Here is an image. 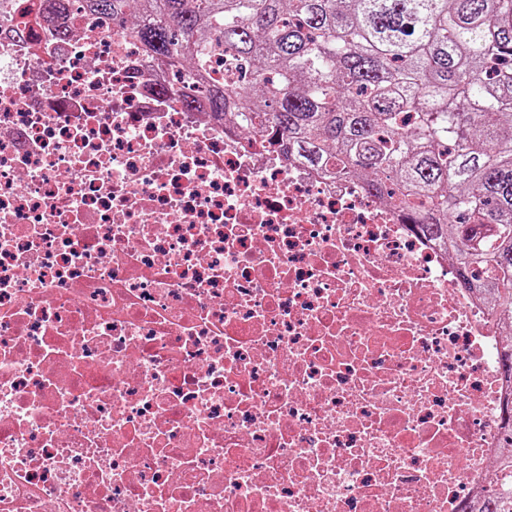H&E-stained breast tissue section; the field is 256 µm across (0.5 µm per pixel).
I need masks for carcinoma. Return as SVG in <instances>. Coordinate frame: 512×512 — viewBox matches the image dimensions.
Wrapping results in <instances>:
<instances>
[{
    "instance_id": "carcinoma-1",
    "label": "carcinoma",
    "mask_w": 512,
    "mask_h": 512,
    "mask_svg": "<svg viewBox=\"0 0 512 512\" xmlns=\"http://www.w3.org/2000/svg\"><path fill=\"white\" fill-rule=\"evenodd\" d=\"M115 17L178 97L204 96L310 167L359 178L449 254L490 305L512 375V0H83ZM214 53L255 66L230 89ZM468 512H512V454Z\"/></svg>"
}]
</instances>
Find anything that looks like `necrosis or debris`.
Masks as SVG:
<instances>
[{"mask_svg":"<svg viewBox=\"0 0 512 512\" xmlns=\"http://www.w3.org/2000/svg\"><path fill=\"white\" fill-rule=\"evenodd\" d=\"M178 85L0 0V512H463L512 418L488 304Z\"/></svg>","mask_w":512,"mask_h":512,"instance_id":"4bbe7bcc","label":"necrosis or debris"}]
</instances>
